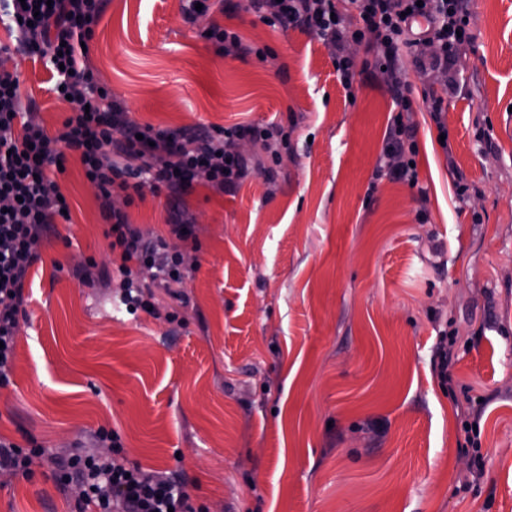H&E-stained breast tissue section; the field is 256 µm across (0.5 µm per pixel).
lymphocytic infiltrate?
Listing matches in <instances>:
<instances>
[{
    "label": "lymphocytic infiltrate",
    "mask_w": 512,
    "mask_h": 512,
    "mask_svg": "<svg viewBox=\"0 0 512 512\" xmlns=\"http://www.w3.org/2000/svg\"><path fill=\"white\" fill-rule=\"evenodd\" d=\"M347 3L341 12L336 0H248V9L267 25L298 27L334 46L332 62L347 90L356 65L345 45L367 34L374 37L384 56L373 67L390 76L389 90L399 109L384 150L393 161L389 174L416 186L414 132L404 119L411 100L401 58L410 56L422 70L452 71L456 45L472 37L467 0ZM102 12L103 0H0V20L13 22L17 31L15 51L44 60L73 105L56 134L48 135L23 112L17 74L0 68V385L9 381L25 281L40 259V241L68 207L49 175L51 168L77 154L85 179L98 188L105 235L122 259L123 302L134 314L153 305L152 293L136 282L134 266L153 270L157 287L183 282L186 273L181 255L168 253L163 240L145 241L125 211L114 207L113 197L131 204L148 193L180 195L201 177L216 188H230L247 172L236 141L261 143L275 166L280 146L288 142L284 126L274 122L188 134L131 121L99 84L82 49ZM420 16L427 26L417 24ZM97 437L110 444L111 456L77 452L60 459L37 445L26 450L0 442V470L26 475L33 459L48 457L60 487L76 482L82 488L75 512H206L175 477L128 462L117 432L102 429Z\"/></svg>",
    "instance_id": "1"
}]
</instances>
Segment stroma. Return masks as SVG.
<instances>
[{
	"mask_svg": "<svg viewBox=\"0 0 512 512\" xmlns=\"http://www.w3.org/2000/svg\"><path fill=\"white\" fill-rule=\"evenodd\" d=\"M185 5L105 0L95 74L141 125L281 123L282 162L268 174L263 147L242 141L236 186L127 206L189 269L155 289L156 314L131 315L97 191L69 159L54 176L69 216L27 277L0 441L65 455L115 431L129 462L184 481L208 512H512V0H469L453 79L406 65L414 188L376 174L394 105L366 67L374 41L349 46L347 91L306 31L261 22L247 0H210L193 23ZM213 25L251 54H219L200 36ZM4 66L55 133L69 107L51 72L19 53ZM427 93L444 100L447 146ZM180 211L195 243L169 233ZM31 470L0 472V512H73L78 488Z\"/></svg>",
	"mask_w": 512,
	"mask_h": 512,
	"instance_id": "35a3bbf8",
	"label": "stroma"
}]
</instances>
